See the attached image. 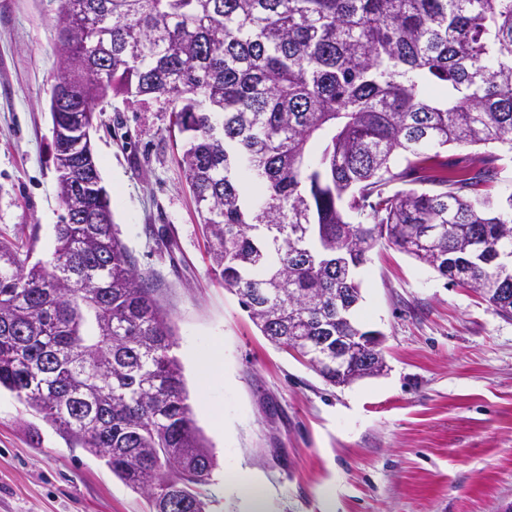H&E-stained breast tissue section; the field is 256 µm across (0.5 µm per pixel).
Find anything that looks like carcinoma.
Instances as JSON below:
<instances>
[{
  "instance_id": "obj_1",
  "label": "carcinoma",
  "mask_w": 512,
  "mask_h": 512,
  "mask_svg": "<svg viewBox=\"0 0 512 512\" xmlns=\"http://www.w3.org/2000/svg\"><path fill=\"white\" fill-rule=\"evenodd\" d=\"M88 33L57 42L78 69L95 42L88 107L164 98L211 269L263 336L305 360L324 336L369 330L355 271L381 240L512 319V0H61ZM448 146L480 151L455 162ZM402 165L392 163L393 156ZM78 219L52 258L0 241V389L151 498L194 491L215 466L187 404L169 313L118 238L95 156L54 148ZM411 188H406V185ZM422 188L416 189L414 185Z\"/></svg>"
}]
</instances>
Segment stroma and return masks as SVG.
Wrapping results in <instances>:
<instances>
[{
    "label": "stroma",
    "instance_id": "1",
    "mask_svg": "<svg viewBox=\"0 0 512 512\" xmlns=\"http://www.w3.org/2000/svg\"><path fill=\"white\" fill-rule=\"evenodd\" d=\"M60 0H0V239L51 258L63 208L50 97ZM161 99L112 96L93 133L113 221L169 311L194 419L217 459L210 512H512V321L473 290L379 243L356 272L385 371L327 384L261 334L211 270L210 243ZM223 349L200 392L190 352ZM223 415L215 426L205 412ZM0 512H151L104 461L0 392Z\"/></svg>",
    "mask_w": 512,
    "mask_h": 512
}]
</instances>
